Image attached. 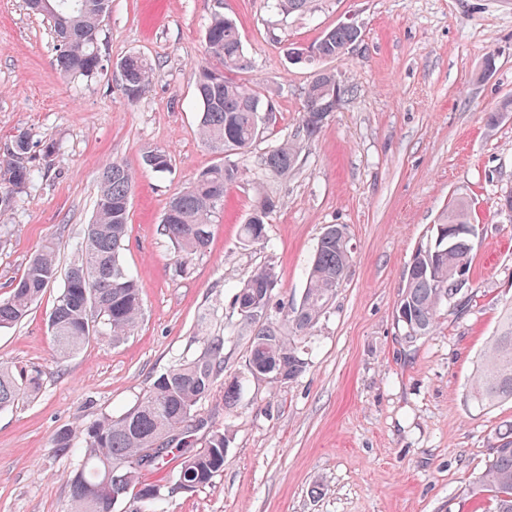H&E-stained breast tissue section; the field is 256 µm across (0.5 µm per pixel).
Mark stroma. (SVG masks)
<instances>
[{"instance_id": "1", "label": "stroma", "mask_w": 512, "mask_h": 512, "mask_svg": "<svg viewBox=\"0 0 512 512\" xmlns=\"http://www.w3.org/2000/svg\"><path fill=\"white\" fill-rule=\"evenodd\" d=\"M232 18L248 66L274 104L272 119L236 156V183L217 212L205 252L176 268L160 224L170 198L219 163L199 131L195 71L214 11ZM342 22L361 33L324 62L352 93L304 145L297 167L267 177L262 156L298 127L311 67L291 63ZM102 66L73 79L55 65L57 43L24 0H0V157L27 135L25 165L38 176L0 212V299L30 258L54 245L69 264L92 223L102 166L135 174L124 265L140 286L142 316L123 343L95 339L59 358L48 316L61 283L18 325L0 328V365L39 374L41 386L0 411V512H72L77 449L60 430L126 412L171 366L198 356L200 324L224 340V370L197 406L224 430V469L192 491L174 490L179 453L148 473L167 492L155 512H493L468 491L512 401L482 407L469 394L479 358L512 305V0H312L281 14L267 0H112L99 33ZM148 60L154 78L127 102L119 62ZM495 67L485 72L487 56ZM170 154L169 171L144 163ZM279 202L258 244L240 229L258 188ZM477 226L464 314L442 315L430 335L408 339L397 321L403 271L457 199ZM349 236L353 260L336 297L302 342L308 366L272 386L246 370L233 296L260 266L278 280L272 311L299 304L313 249L327 226ZM241 383L233 412L224 385Z\"/></svg>"}]
</instances>
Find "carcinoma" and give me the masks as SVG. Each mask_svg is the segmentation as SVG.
Here are the masks:
<instances>
[{
  "instance_id": "obj_1",
  "label": "carcinoma",
  "mask_w": 512,
  "mask_h": 512,
  "mask_svg": "<svg viewBox=\"0 0 512 512\" xmlns=\"http://www.w3.org/2000/svg\"><path fill=\"white\" fill-rule=\"evenodd\" d=\"M105 2L46 0L42 5L40 15L49 22L58 42L56 66L63 75L89 77L101 68L99 42L91 40L90 34L99 28ZM309 4L310 0H271L272 9L288 14L303 11ZM358 39L354 28L338 25L328 29L311 43L315 54L303 64L312 66L341 57ZM205 50L218 66L202 64L195 73L200 83L196 88L201 113L199 134L203 143L221 156V162L201 171L168 203L161 231L172 244L176 265L181 269L208 247L212 217L238 176V165L230 159L232 152L247 150L273 112L272 103H262L259 86L243 85L232 77L244 57L243 44L235 22L222 12L211 15ZM120 68L124 96L134 103L150 83L153 69L137 55L125 57ZM326 84L327 72L317 71L305 92L297 132L265 153L261 160L265 171L284 177L296 167L302 142L314 138L327 120L313 107L325 105L329 111H336L337 104L326 92ZM29 150L28 137L20 134L13 152L0 159V170L6 175L0 185V210L7 209L14 193L36 176V170L20 162ZM145 161L156 172H166L171 165V157L164 150L149 153ZM133 186L134 174L124 163L114 160L103 167L95 217L75 259L64 271L55 248L47 246L36 253L10 295L0 299V328L20 322L44 290L60 278L63 288L49 315V329L60 358L78 353L93 338L108 337L116 344L135 330L142 312L140 289L122 261ZM275 208L277 201L272 196L257 191L252 212L242 227L244 241L265 240V224ZM442 223H470L467 202H457L443 215ZM471 252L472 246L459 243L436 263L414 273L404 272L398 307L404 309L402 324L407 337L433 333L444 306L459 312L468 288L448 287V273L459 268L470 270ZM351 262L349 242L334 233H323L299 304L282 317L270 314L261 323L240 319L238 333L248 339L250 367H271L268 383L284 384L305 371L307 362L299 340L317 325L336 296V275L346 273ZM275 283L271 268H257L234 294L235 307L253 299L270 304ZM223 371L224 340L212 337L204 342L198 357L160 374L139 402L122 415L104 416L76 433L69 429L59 432L56 447H77L80 452L79 463L69 478L73 512H92L84 489L101 485L109 466L120 468L126 475L120 497L131 494L140 503L153 502L151 495L161 487L142 480V474L164 467L173 444H166L152 460L143 458L142 449L177 434H190L183 444L187 452L177 473L184 490L208 484L223 470L227 442L224 431L213 429L201 437L192 435L201 427L192 424L197 419L196 406L211 393ZM38 386V375L17 373L0 365V409L10 407L20 394L33 392ZM470 396L481 406L512 400V308L503 315L480 359L470 383ZM469 487L474 496H489L495 512H512V437L501 438V443L491 449L486 468L472 477Z\"/></svg>"
}]
</instances>
